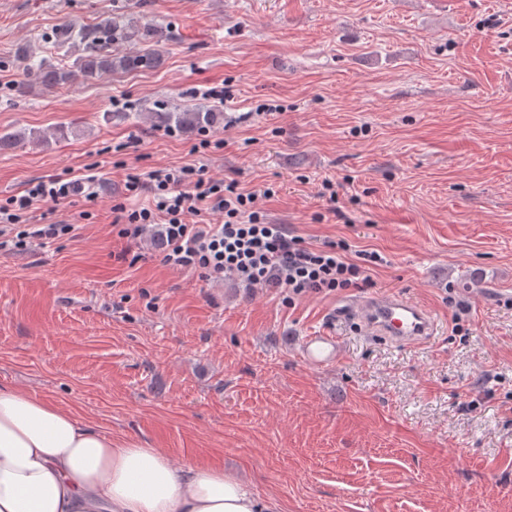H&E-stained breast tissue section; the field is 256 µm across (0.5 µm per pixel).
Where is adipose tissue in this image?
<instances>
[{"instance_id":"ef3b65f1","label":"adipose tissue","mask_w":512,"mask_h":512,"mask_svg":"<svg viewBox=\"0 0 512 512\" xmlns=\"http://www.w3.org/2000/svg\"><path fill=\"white\" fill-rule=\"evenodd\" d=\"M0 512H282L218 466H173L47 397L0 387Z\"/></svg>"}]
</instances>
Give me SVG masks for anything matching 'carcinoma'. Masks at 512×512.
<instances>
[{
  "label": "carcinoma",
  "instance_id": "1",
  "mask_svg": "<svg viewBox=\"0 0 512 512\" xmlns=\"http://www.w3.org/2000/svg\"><path fill=\"white\" fill-rule=\"evenodd\" d=\"M116 34L131 41L139 36V29L132 25L125 29L101 25L78 29L71 25L65 26L59 32L60 42L69 44L80 52L73 68H58L43 60L33 70V80L46 87H54L70 82L78 74L90 79L114 72L148 71L160 66V55L155 51H129L122 54L112 52L113 36ZM153 116L160 126L197 129L211 127L224 119L222 112L200 111L155 112ZM46 140L45 132L20 130L0 135V147Z\"/></svg>",
  "mask_w": 512,
  "mask_h": 512
}]
</instances>
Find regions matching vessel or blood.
<instances>
[{
    "instance_id": "b4317fda",
    "label": "vessel or blood",
    "mask_w": 512,
    "mask_h": 512,
    "mask_svg": "<svg viewBox=\"0 0 512 512\" xmlns=\"http://www.w3.org/2000/svg\"><path fill=\"white\" fill-rule=\"evenodd\" d=\"M357 312L367 335L384 337L396 345L422 344L438 330V323L428 309L398 293L371 297L358 305ZM343 355V342L334 335L315 334L302 342L301 357L313 368L337 363Z\"/></svg>"
}]
</instances>
